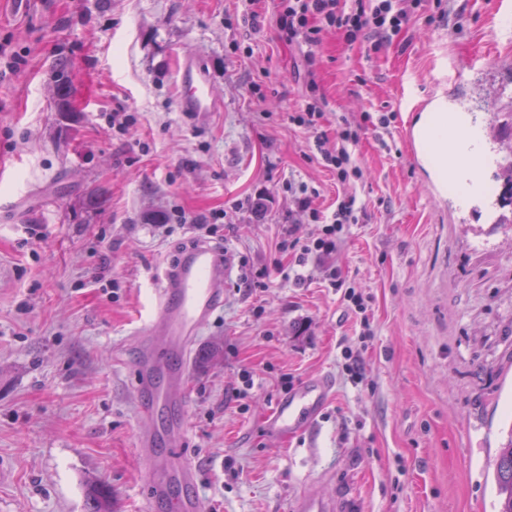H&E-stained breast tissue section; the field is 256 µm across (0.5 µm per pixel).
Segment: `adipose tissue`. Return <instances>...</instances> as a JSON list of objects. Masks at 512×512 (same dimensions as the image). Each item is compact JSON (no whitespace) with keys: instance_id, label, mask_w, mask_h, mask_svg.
Listing matches in <instances>:
<instances>
[{"instance_id":"obj_1","label":"adipose tissue","mask_w":512,"mask_h":512,"mask_svg":"<svg viewBox=\"0 0 512 512\" xmlns=\"http://www.w3.org/2000/svg\"><path fill=\"white\" fill-rule=\"evenodd\" d=\"M461 114H448L437 109L422 113L414 119L412 128L426 144V152L433 164L432 171L440 183L454 182L459 190L468 188V168L460 161L465 145L456 138L457 127L462 122Z\"/></svg>"}]
</instances>
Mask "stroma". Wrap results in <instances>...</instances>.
Here are the masks:
<instances>
[{
  "label": "stroma",
  "mask_w": 512,
  "mask_h": 512,
  "mask_svg": "<svg viewBox=\"0 0 512 512\" xmlns=\"http://www.w3.org/2000/svg\"><path fill=\"white\" fill-rule=\"evenodd\" d=\"M496 2L422 0L378 50L319 35L323 129L361 127L365 210L334 261L368 301L365 342L315 261L301 285L274 265L293 190H318L323 210L342 191L291 120L307 67L280 36V0H0V201L13 203L0 212V512H91V482L112 512H146L138 328L163 270L203 240L233 258L189 365L180 443L210 512H287L302 494L349 495L354 512H496L491 461L512 427L503 154L482 138L481 189L464 202L406 138L436 99L479 131L512 113V23ZM188 56L222 104L201 121L176 109ZM116 112L134 117L121 133ZM177 209L210 217V236L157 229ZM316 374L334 385L317 425L268 435L266 413Z\"/></svg>",
  "instance_id": "obj_1"
}]
</instances>
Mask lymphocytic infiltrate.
Listing matches in <instances>:
<instances>
[{
	"label": "lymphocytic infiltrate",
	"instance_id": "1",
	"mask_svg": "<svg viewBox=\"0 0 512 512\" xmlns=\"http://www.w3.org/2000/svg\"><path fill=\"white\" fill-rule=\"evenodd\" d=\"M421 5V0H283L279 16V28L285 40L291 43H317L322 27L339 32L350 45L373 41L375 46L389 44L408 23L411 15ZM309 98L302 112L295 115L298 125L314 130L315 143L324 167L335 173L336 179L346 190L336 201L331 213H324L313 205L308 192H300L293 199L297 212L311 216L321 226L318 237L304 238L295 224L284 225L278 242L281 252L291 254L294 263L288 268V277L301 283L305 276L301 271L308 259L315 257L325 262L324 277L332 287L344 288V298L354 306L362 327H369L368 305L354 287L345 286L335 265L328 259L336 249V238L346 225L357 223L364 207L355 192L350 191L351 180L363 177L354 158V148L360 138L359 126L349 120H341L335 136H327L321 126L325 116L316 97L318 84L315 71L307 73Z\"/></svg>",
	"mask_w": 512,
	"mask_h": 512
}]
</instances>
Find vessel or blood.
I'll return each mask as SVG.
<instances>
[{
  "label": "vessel or blood",
  "instance_id": "vessel-or-blood-1",
  "mask_svg": "<svg viewBox=\"0 0 512 512\" xmlns=\"http://www.w3.org/2000/svg\"><path fill=\"white\" fill-rule=\"evenodd\" d=\"M179 85V112L198 120L218 111L219 104L194 59L182 62ZM230 270L228 252L198 243L186 249L177 264L164 273L152 312L143 325L146 335L160 337L162 344L144 348L136 367V412L146 425L136 446L144 457H153L171 437L185 432L188 361L196 338L224 302V281ZM332 392L326 375L309 377L278 402L266 420L267 431L283 436L311 428ZM150 482L153 500L165 501L168 512H207L197 470L179 449L170 448L166 459L155 465ZM349 508V502L342 499L317 500L305 495L290 506L291 512H348Z\"/></svg>",
  "mask_w": 512,
  "mask_h": 512
}]
</instances>
